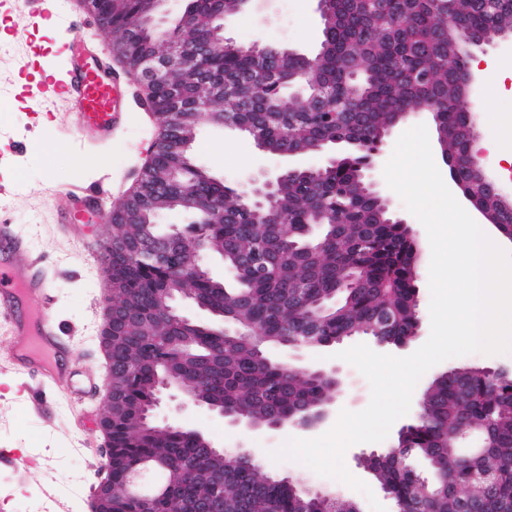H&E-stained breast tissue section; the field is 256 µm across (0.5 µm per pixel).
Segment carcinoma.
I'll return each instance as SVG.
<instances>
[{"label": "carcinoma", "instance_id": "1", "mask_svg": "<svg viewBox=\"0 0 512 512\" xmlns=\"http://www.w3.org/2000/svg\"><path fill=\"white\" fill-rule=\"evenodd\" d=\"M136 6L135 0H116L112 14L100 18L112 30V42L122 39ZM241 6L240 0H203L198 13L235 14ZM329 9L332 20H321L312 55L287 59L270 43L237 44L214 54L206 71L224 77V100L201 113L204 123H219L234 112L240 122L261 127L273 154L313 153L321 141L334 139L344 147L336 168L316 181L301 174L284 179L276 188V211L262 224L241 209L239 192L214 180L190 152L160 156L138 180L146 199L142 210L150 213L169 209L185 188L192 189L196 239L224 259L228 282L192 275V252L159 263L140 249L139 224L109 226L102 263L112 298L140 315L135 327L117 326L112 335V365L119 370L112 382V512H196L210 499L224 502L228 512H297V485L267 481L257 461L230 453L210 459L187 429L141 432L158 380L172 378L203 400L220 396L224 408L244 412L255 425L267 426L275 412L286 424L299 406L310 413L326 407L341 387L282 362H260L256 343L313 348L362 332L376 343L398 346L418 331V270L411 263L417 243L409 226L368 189L364 167L395 113L423 111L433 115L437 135L448 138V158L457 161L449 175L463 180L458 161L467 148L464 130L477 121L479 109L466 98L457 72L468 49L486 43L467 44L461 36L512 34V0H502L494 15L475 0H385L381 15L367 13L356 0H329ZM310 80L338 100L355 96L349 111L363 113V120L336 127L317 123L308 97L287 106L273 94L277 81L295 87ZM172 169L177 175L166 195L153 196L159 176ZM117 239L126 251L108 253ZM237 247L258 248L257 272L232 264L227 250ZM352 274L360 286L344 287ZM175 285L194 303L224 310L231 331L213 336L202 324L164 319L155 296ZM422 401L423 412L384 450L390 461L368 458L362 465L402 512H460L465 497L481 502L485 512H512V376L477 365L452 369L432 380ZM465 424L490 435L491 447L475 460L457 452ZM411 456L426 462L430 476L408 466ZM156 458L175 463L160 476L173 484L172 496L141 501L125 494L127 470ZM475 468L495 473L492 496L472 481Z\"/></svg>", "mask_w": 512, "mask_h": 512}]
</instances>
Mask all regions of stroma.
Instances as JSON below:
<instances>
[{
    "instance_id": "35a3bbf8",
    "label": "stroma",
    "mask_w": 512,
    "mask_h": 512,
    "mask_svg": "<svg viewBox=\"0 0 512 512\" xmlns=\"http://www.w3.org/2000/svg\"><path fill=\"white\" fill-rule=\"evenodd\" d=\"M225 35L236 41L281 44L299 52H315L319 46L320 17L316 0H256L243 16L227 20ZM481 108L480 138L500 141L505 137L503 118L512 116V80L499 85L484 79L476 95ZM425 125L434 130L432 116L415 112L393 127L373 155L370 170L379 193L389 200L395 216L407 224L418 245V304L420 328L406 346L384 347L383 352L406 357L418 350L431 332L429 265L431 248L422 223L387 185L383 169L395 143L406 130ZM159 120L141 101H134L128 122L107 148V168L97 167L74 147L73 122L65 111L43 118L30 112L29 104L10 90L0 91V189L8 192L0 201V218L26 234L36 263L49 286V306L65 334L74 336L75 369L70 386L77 401L61 397L56 389L15 373L0 359V448L23 451L32 461L26 472L0 463V512H92L90 502L104 477L105 438L99 425L106 413V397L97 390L103 382L106 362L101 350L104 295L90 270L88 258L97 254L109 226L113 203L135 184L158 133ZM196 164L208 167L224 183L239 186L242 177L256 165L275 169L288 166H318L320 154L296 157L259 153L253 142L223 129L201 126L193 150ZM73 185L87 190L88 208L75 222L59 216L53 199ZM512 367V353H473L447 359L429 369L418 382L413 401H420L429 383L440 373L466 365ZM93 412L94 423L78 426L84 412ZM158 422H172L202 430L224 450L247 448L254 452L263 470L298 480L304 488L357 502L361 512H371L370 499L386 512H396L394 501L359 465L356 449H347L344 464L356 478L371 488L372 497L331 477L317 474L292 461L274 462L269 450L277 448L288 430H246L225 425L206 410L164 400L155 411Z\"/></svg>"
}]
</instances>
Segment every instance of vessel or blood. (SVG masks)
Listing matches in <instances>:
<instances>
[{
    "mask_svg": "<svg viewBox=\"0 0 512 512\" xmlns=\"http://www.w3.org/2000/svg\"><path fill=\"white\" fill-rule=\"evenodd\" d=\"M29 8L34 17L53 30H69L70 21L86 10L85 0H69L59 11L58 0H0V12ZM33 58L48 54L63 57L62 74H45L22 94L38 106L64 102L71 112L75 141L80 147L111 139L131 108L127 81L112 69L100 47L78 37L50 43L30 41ZM29 238L8 224L0 225V324L11 336L10 356L16 370L43 383L57 381L66 370L70 352L61 325L46 305L48 285L35 272Z\"/></svg>",
    "mask_w": 512,
    "mask_h": 512,
    "instance_id": "b4317fda",
    "label": "vessel or blood"
}]
</instances>
